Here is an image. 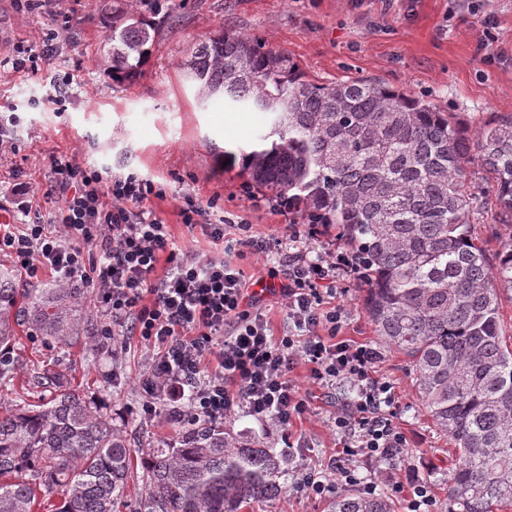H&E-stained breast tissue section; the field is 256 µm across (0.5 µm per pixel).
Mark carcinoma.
Returning <instances> with one entry per match:
<instances>
[{
	"instance_id": "obj_1",
	"label": "carcinoma",
	"mask_w": 512,
	"mask_h": 512,
	"mask_svg": "<svg viewBox=\"0 0 512 512\" xmlns=\"http://www.w3.org/2000/svg\"><path fill=\"white\" fill-rule=\"evenodd\" d=\"M158 26L130 4L112 6L98 65L134 84ZM180 68L200 103L265 116L255 146L224 151L228 166L288 209L321 215L366 257L365 314L410 367L421 413L455 447L441 512H512V347L501 325L512 241L490 258L469 224L479 187L464 175L480 163L512 221V116L472 138L453 113L416 95L377 80L311 81L285 51L232 29L197 42ZM20 327L71 344L96 338L81 289L21 288L0 263V347ZM36 384L52 391L47 401L0 412V512H35L39 495L55 493L54 512L128 507L126 437L59 373L44 371ZM140 466L145 492L131 512H244L287 492L275 449L216 424L189 425ZM329 512H392V502L341 490Z\"/></svg>"
}]
</instances>
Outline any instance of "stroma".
Masks as SVG:
<instances>
[{"label": "stroma", "mask_w": 512, "mask_h": 512, "mask_svg": "<svg viewBox=\"0 0 512 512\" xmlns=\"http://www.w3.org/2000/svg\"><path fill=\"white\" fill-rule=\"evenodd\" d=\"M111 23L112 0H36L30 9L0 0V59L17 57L46 29L70 32L60 54L38 61L36 75L0 78V101L13 103L19 118L15 153L0 169V225L22 220L10 193L14 182H46L55 155L152 180L165 196L148 204L182 250L202 257L216 252L200 230L182 224L186 193L214 214L249 225L254 239L287 240L298 215L250 187L239 167L224 164L225 150L252 145L263 114L220 100L200 105L178 66L196 40L223 28L283 49L317 82L376 79L424 97L454 112L470 132L490 115L512 114V0H167L150 60L131 85L114 83L96 65ZM469 220L489 251L512 237L493 204L480 206ZM363 298L359 285L341 296L347 310L342 333L372 343ZM9 357L16 374L0 383V411L37 404L33 377L49 368L101 401L134 454L172 443L183 430L163 414L144 416L140 381L149 357L139 344L116 354L105 338L93 347L67 346L26 331ZM378 373L397 391V423L409 441L395 468L424 475L447 466L453 444L420 413L403 357L385 352ZM302 390L309 409L294 427L302 447L285 449L280 432L240 410L223 422L225 430L260 436L285 453L291 483L299 465L327 463L336 446L329 419L348 397L344 391L328 396L309 384Z\"/></svg>", "instance_id": "1"}]
</instances>
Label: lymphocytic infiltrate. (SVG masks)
<instances>
[{"mask_svg":"<svg viewBox=\"0 0 512 512\" xmlns=\"http://www.w3.org/2000/svg\"><path fill=\"white\" fill-rule=\"evenodd\" d=\"M48 179L59 205L44 214L28 198L20 201L27 221L0 234V252L13 256L24 278L49 274L64 285L92 288L95 307L109 319L102 335L123 329L151 350L141 380L145 414H155L158 398L168 405V421L177 423H217L241 408L289 440L308 409L294 376L305 366L319 388L351 396L330 420L341 451L325 468L306 470L294 491L322 497L353 487L373 496L382 489L402 500L404 512H432L429 480L397 475L381 486L358 468L396 461L408 446L395 422V388L375 374L380 348L341 334L346 310L334 301L336 283L364 281L361 259L341 247L312 258L264 243L261 252L275 261L250 283L225 258L251 246L247 225L227 229L192 195L182 198L181 221L221 245L222 255L203 258L176 248L164 220L147 205L155 192L151 180L107 177L77 159L55 157ZM274 293L288 315V329L278 335L263 305Z\"/></svg>","mask_w":512,"mask_h":512,"instance_id":"f902f5d3","label":"lymphocytic infiltrate"}]
</instances>
